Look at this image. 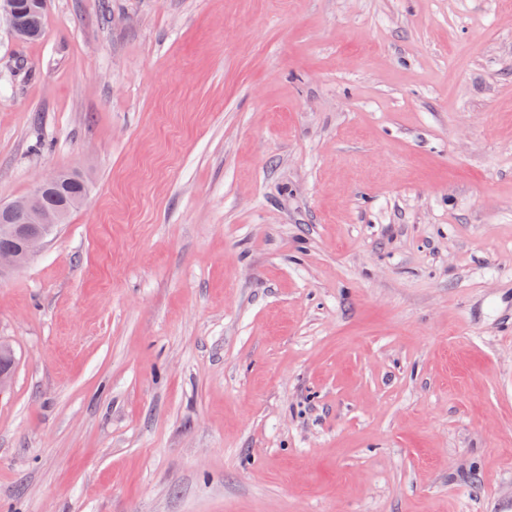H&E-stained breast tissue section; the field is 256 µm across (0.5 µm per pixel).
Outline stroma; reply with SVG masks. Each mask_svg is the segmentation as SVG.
<instances>
[{
    "mask_svg": "<svg viewBox=\"0 0 512 512\" xmlns=\"http://www.w3.org/2000/svg\"><path fill=\"white\" fill-rule=\"evenodd\" d=\"M0 15V512H512V6ZM16 6V0H1L0 13L7 15L14 33H22L23 40H34L41 36L45 9L29 8L21 3ZM14 15L11 17V15ZM59 174V185L56 191L42 198L43 206L40 199L53 183L51 176L38 179L28 197L7 205L0 204V249L11 248L14 239L17 241L14 248L0 251V278L24 267L44 247L62 220L59 213L51 212L58 211L60 204L66 201L65 222L79 206L77 201L86 196L89 181L84 174L77 171H61Z\"/></svg>",
    "mask_w": 512,
    "mask_h": 512,
    "instance_id": "1",
    "label": "stroma"
}]
</instances>
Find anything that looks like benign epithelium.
Wrapping results in <instances>:
<instances>
[{"label": "benign epithelium", "instance_id": "1", "mask_svg": "<svg viewBox=\"0 0 512 512\" xmlns=\"http://www.w3.org/2000/svg\"><path fill=\"white\" fill-rule=\"evenodd\" d=\"M52 183V177H42L28 197L0 204V235L17 241L15 247L0 251V277L24 267L61 223L60 214L45 210L40 202Z\"/></svg>", "mask_w": 512, "mask_h": 512}]
</instances>
